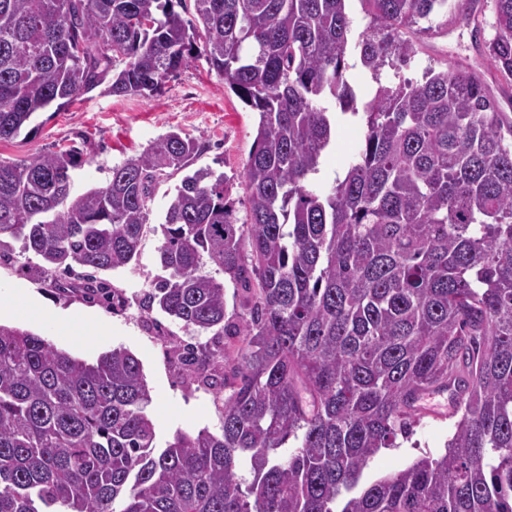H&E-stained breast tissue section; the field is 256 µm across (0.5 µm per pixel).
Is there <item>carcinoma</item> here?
Masks as SVG:
<instances>
[{
	"instance_id": "1",
	"label": "carcinoma",
	"mask_w": 512,
	"mask_h": 512,
	"mask_svg": "<svg viewBox=\"0 0 512 512\" xmlns=\"http://www.w3.org/2000/svg\"><path fill=\"white\" fill-rule=\"evenodd\" d=\"M0 0V141L38 113L107 84L150 97L202 57L259 113L238 223L224 175L186 174L160 223L168 276L144 296L235 355L185 345L175 364L221 405L222 432L156 446L141 362L88 363L0 324V512H512V117L482 76L415 56L448 0ZM484 56L512 85V0H494ZM355 54L378 87L358 106ZM363 137L341 176L310 187L340 120ZM201 142L171 131L71 193V149L0 161V238L47 271L125 268L140 255L157 186ZM252 292L225 323L224 280ZM451 392L445 452L368 481L431 392ZM299 441L279 454L289 439ZM347 12L351 21V39L356 41L367 31L370 17L365 14L361 3L357 0L347 2Z\"/></svg>"
}]
</instances>
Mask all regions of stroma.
<instances>
[{"instance_id":"35a3bbf8","label":"stroma","mask_w":512,"mask_h":512,"mask_svg":"<svg viewBox=\"0 0 512 512\" xmlns=\"http://www.w3.org/2000/svg\"><path fill=\"white\" fill-rule=\"evenodd\" d=\"M468 3L469 0H450L447 34L421 35L415 57L401 73L386 68L376 80L361 67L350 69L349 81L362 102L373 98L381 80L391 83L399 76L417 80L430 66L465 68L483 75L499 109L512 115V87H506L481 52L483 43L495 34L494 2L481 0V25L476 33L455 21ZM257 123V113L226 87L223 78L205 60L196 59L152 97H117L99 88L59 109L39 113L18 138L0 142V161L28 159L62 147L76 148L85 160L75 172L72 187L74 193L80 194L104 185L113 165L140 154L162 135L177 131L205 140L206 149L195 165L225 175L229 200L243 219L248 215V203L241 174L253 148ZM361 137L358 119L349 118L340 124L336 142L324 156L321 172L314 179V188L329 187L335 176L343 174ZM181 179V174L176 173L158 185L138 261L97 274L122 296L121 308L73 289V282L84 273L83 267H75L73 273L62 276L47 273L41 258L22 252L20 242L0 240V295H31L44 305L36 319L21 305L0 310V323L45 337L57 348L87 361L116 347L131 351L140 360L150 389L148 412L161 448L179 431L195 434L206 430L215 435L222 432V413L211 392L180 376L173 360L174 348L189 343L198 350L213 351L239 345L238 337L196 333L142 305L145 293L165 275L157 261L162 239L157 225ZM59 312L76 313V323L58 327L55 315ZM423 405L412 435L397 438L395 447L381 449L369 462L366 479L375 480L405 469L422 456L444 453L455 423L449 396L429 395Z\"/></svg>"}]
</instances>
